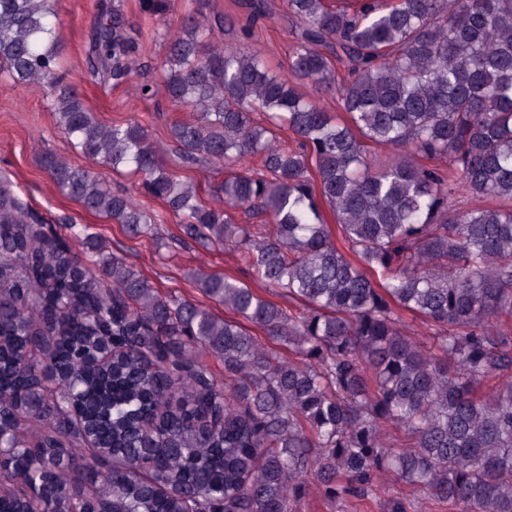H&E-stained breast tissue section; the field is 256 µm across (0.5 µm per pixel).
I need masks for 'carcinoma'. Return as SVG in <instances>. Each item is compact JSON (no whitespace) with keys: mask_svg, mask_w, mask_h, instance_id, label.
I'll return each mask as SVG.
<instances>
[{"mask_svg":"<svg viewBox=\"0 0 512 512\" xmlns=\"http://www.w3.org/2000/svg\"><path fill=\"white\" fill-rule=\"evenodd\" d=\"M138 6L176 32L160 81L136 89L191 112L170 136L182 164L224 171L216 203L141 122L104 124L63 83L49 0H0V65L48 85L84 156L138 177L182 239L237 252L259 288L196 272L227 318L164 297L94 237L82 256L26 223L0 180V512H21L30 484L70 512L86 478L103 512H183L187 493L202 512H300L310 481L348 504L377 495L385 471L422 493L386 512H512V327L499 321L512 317V0H287L282 72L255 38L264 0L238 46L219 41L220 13ZM137 51L101 5L93 73L123 84ZM309 88L336 94V111ZM39 165L130 235L157 223L87 168L54 152ZM37 339L42 368L27 355ZM27 421L41 427L32 447Z\"/></svg>","mask_w":512,"mask_h":512,"instance_id":"cac0c4a2","label":"carcinoma"}]
</instances>
